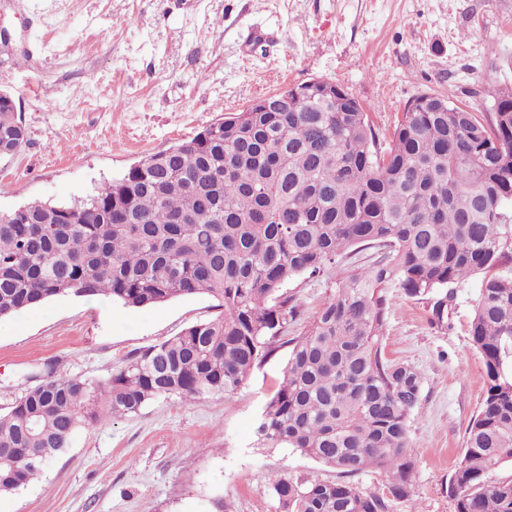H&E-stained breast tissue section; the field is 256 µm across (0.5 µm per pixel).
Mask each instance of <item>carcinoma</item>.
<instances>
[{"label": "carcinoma", "mask_w": 512, "mask_h": 512, "mask_svg": "<svg viewBox=\"0 0 512 512\" xmlns=\"http://www.w3.org/2000/svg\"><path fill=\"white\" fill-rule=\"evenodd\" d=\"M330 82L274 94L268 110L230 113L139 161L86 199L0 212V318L62 295L125 306L206 293L220 315L125 360L101 384L38 365L34 385L0 413V495L39 477L77 429L136 415L150 401L231 393L255 364L290 346L283 380L258 426L286 446L354 476L384 472L411 500L408 420L423 375L382 350L387 288L403 289L448 326V286L483 275L469 335L487 386L448 477L455 512H512V93L486 120L421 94L387 147L360 101ZM28 142L21 114L0 106V156ZM377 248L345 268L349 250ZM336 277L303 332L282 293L300 276ZM281 512H387L384 497L342 481L283 475Z\"/></svg>", "instance_id": "obj_1"}]
</instances>
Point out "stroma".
Masks as SVG:
<instances>
[{"label": "stroma", "mask_w": 512, "mask_h": 512, "mask_svg": "<svg viewBox=\"0 0 512 512\" xmlns=\"http://www.w3.org/2000/svg\"><path fill=\"white\" fill-rule=\"evenodd\" d=\"M21 65L0 73L29 141L0 159V211L86 197L150 153L191 138L255 100L314 79L341 84L389 139L423 93L487 116L512 93V0H0ZM269 34L257 42L256 34ZM481 275L448 288V326L426 302L388 288L387 358L424 376L409 418L411 500L389 512H454L448 476L486 390L469 325ZM336 290L298 276L295 337ZM205 293L148 307L72 295L0 319V406L51 359L61 373L107 380L127 358L216 318ZM287 348L236 391L192 403L160 398L139 414L80 428L37 479L0 496V512H280L288 474L336 481V469L290 448L261 447L257 427Z\"/></svg>", "instance_id": "1"}]
</instances>
